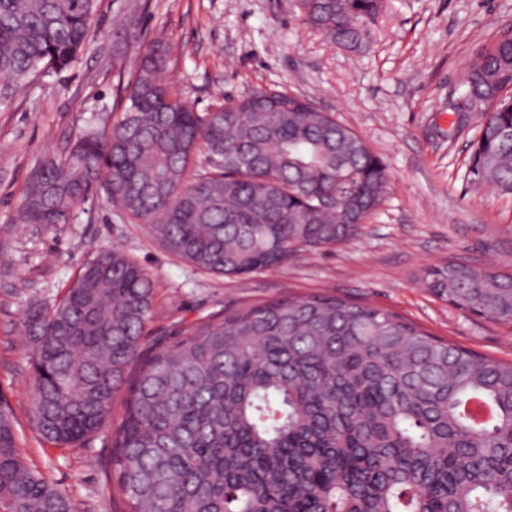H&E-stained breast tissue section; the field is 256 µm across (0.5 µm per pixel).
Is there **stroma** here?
<instances>
[{
	"mask_svg": "<svg viewBox=\"0 0 512 512\" xmlns=\"http://www.w3.org/2000/svg\"><path fill=\"white\" fill-rule=\"evenodd\" d=\"M512 26V0H384L360 48L327 41L300 0H99L94 36L70 68L15 90L0 106V402L13 414L20 456L68 493L76 512H127L112 470V430L79 447L47 442L31 418V305H53L97 250L115 249L153 283L145 349L219 311L328 292L393 312L486 357L512 362V323L436 298L422 270L448 260L512 269V194L474 190L471 145L482 116L463 74ZM169 52L163 80L197 111L215 97L290 90L357 131L386 168L390 189L360 233L246 278L215 276L170 255L144 224L104 197L65 224H25L19 209L38 159L111 122L121 61L145 45Z\"/></svg>",
	"mask_w": 512,
	"mask_h": 512,
	"instance_id": "obj_1",
	"label": "stroma"
}]
</instances>
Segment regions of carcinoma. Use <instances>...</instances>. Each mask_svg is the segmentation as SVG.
<instances>
[{
	"label": "carcinoma",
	"instance_id": "carcinoma-1",
	"mask_svg": "<svg viewBox=\"0 0 512 512\" xmlns=\"http://www.w3.org/2000/svg\"><path fill=\"white\" fill-rule=\"evenodd\" d=\"M304 22L353 47L382 0H302ZM97 0H0V102L67 69ZM145 48L118 115L39 162L20 216L65 224L103 190L168 253L242 277L302 249L355 236L388 190L365 140L305 97L259 89L197 112ZM465 96L490 113L471 182L512 193V40L473 63ZM437 298L512 322V273L450 260L422 271ZM151 281L98 253L62 299L24 320L33 345L32 420L59 448L124 413L112 467L129 512H512V363L456 347L334 294L212 314L143 350ZM0 512H74L20 457L0 404Z\"/></svg>",
	"mask_w": 512,
	"mask_h": 512
}]
</instances>
